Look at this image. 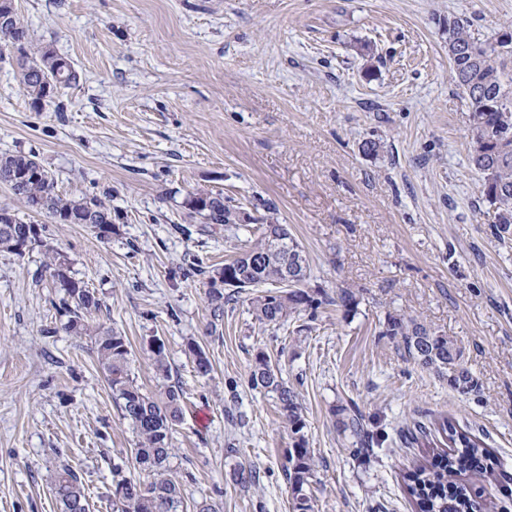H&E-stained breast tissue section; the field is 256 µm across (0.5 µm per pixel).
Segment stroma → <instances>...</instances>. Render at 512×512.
Here are the masks:
<instances>
[{"label": "stroma", "instance_id": "1", "mask_svg": "<svg viewBox=\"0 0 512 512\" xmlns=\"http://www.w3.org/2000/svg\"><path fill=\"white\" fill-rule=\"evenodd\" d=\"M14 3L79 80L37 108L16 61L0 59V154H35L66 197L107 198L112 233L23 209L43 246L0 253V512H61L50 484L62 459L90 512H112L114 466L135 473L138 437L91 340L63 328L50 250L102 298L97 320L127 337L136 384L178 388L170 470L186 503L290 512L293 435L275 394L249 381L262 351L299 395L314 512H412L400 472L429 450L406 428L440 414L487 436L494 472L467 481L489 512H512V243L493 234L448 58L449 18L490 38L512 28V0ZM193 192L223 194L235 225L189 217ZM270 222L303 247L318 306L264 325L243 293L211 329L209 273ZM346 288L353 311L324 304ZM397 314L454 338L477 392L411 361L385 334ZM355 409L374 437L362 454L339 427ZM240 468L253 483L236 482Z\"/></svg>", "mask_w": 512, "mask_h": 512}]
</instances>
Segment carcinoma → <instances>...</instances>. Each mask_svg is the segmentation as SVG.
I'll use <instances>...</instances> for the list:
<instances>
[{"mask_svg": "<svg viewBox=\"0 0 512 512\" xmlns=\"http://www.w3.org/2000/svg\"><path fill=\"white\" fill-rule=\"evenodd\" d=\"M472 26L470 20L457 17L448 25L450 79L472 110L470 164L482 176V193L494 213L496 238L506 243L512 241V83L505 84L504 76L512 71V44L497 38L483 40L475 36ZM6 51L15 54L24 94L34 106L53 103L54 90L67 88L77 80L69 60L46 46L32 49L29 29L14 0H0V55ZM0 184L8 187L29 211L48 215L59 224H91L96 229L112 224L109 204L98 197L77 199L59 194L51 173L32 154H1ZM185 208L189 216L196 215L206 224L234 223L233 211L224 206L220 193H192ZM25 226L27 222L12 208L0 207V252L23 256L17 250V237ZM272 228L276 225H263L260 241L225 262L210 277L212 330H217V323L224 319L228 298L220 283L226 278L239 282L233 293L254 294L253 314L265 325H277L313 305L314 298L305 288L310 268L302 247L294 237H284L280 256L270 258L268 230ZM48 269L64 290V329L94 340L112 397L138 436L133 456L136 468L146 477H123L115 483L113 512H184L182 491L168 474L170 434L182 416L179 391L170 386L164 396L157 398L136 385L125 337L95 321L103 306L102 298L69 275L65 256H50ZM386 335L401 337L408 357L420 368L447 379L451 390L464 395L477 390L463 349L455 339L401 315L388 318ZM250 381L254 388L276 394L294 435L283 464L291 490V512H313L311 486L316 463L304 434L298 394L286 385L262 351L256 354ZM410 435L415 442L424 439L437 447L428 459L402 474L415 512H485L483 495L458 477L467 472L492 471L488 463L493 457L486 438L474 434L468 423L448 416L438 417L429 426L417 423ZM51 492L62 512H87L84 484L69 464L58 465Z\"/></svg>", "mask_w": 512, "mask_h": 512, "instance_id": "cac0c4a2", "label": "carcinoma"}]
</instances>
